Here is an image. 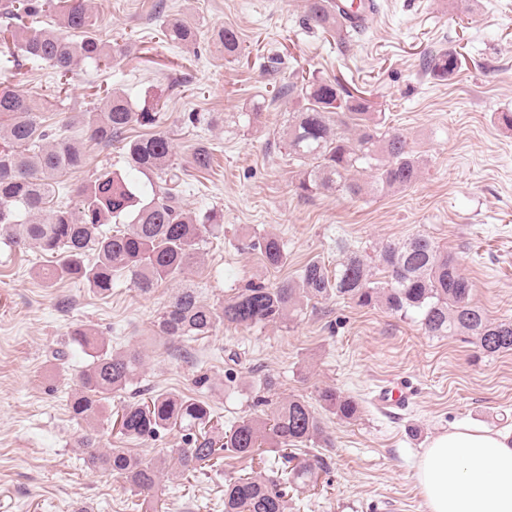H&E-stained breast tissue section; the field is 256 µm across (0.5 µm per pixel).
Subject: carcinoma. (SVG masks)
<instances>
[{
  "label": "carcinoma",
  "mask_w": 512,
  "mask_h": 512,
  "mask_svg": "<svg viewBox=\"0 0 512 512\" xmlns=\"http://www.w3.org/2000/svg\"><path fill=\"white\" fill-rule=\"evenodd\" d=\"M165 8L164 0H158L163 39L177 46L196 41V29L165 13ZM305 13L310 24L342 44L363 33L336 14L331 0H305ZM52 14L63 16L67 33L41 27ZM95 25L85 0H7L0 5V35L10 36L24 59L48 64L56 76L37 100L0 84V233L51 257V264L41 272L46 287L59 281L79 282L106 297L113 279L127 276L133 288L146 296L165 282L178 281L180 288L155 321L156 334L173 341L206 337L220 324L245 329L287 325L309 302L336 297L358 307L382 306L404 317L413 311L426 334L462 336L473 345L477 358L512 351V320H491L472 301V283L461 273L455 256L423 234L381 245L376 264L343 245L334 271L320 260H311L294 279L270 285L249 282L219 305L202 302L196 289L184 282V274L197 262L205 235L220 232L224 214L215 209L188 213L167 187L174 152L169 134L158 129L166 100L155 95L138 109L119 89L106 88L94 109L69 112L59 125L43 121L47 98L62 92L61 79L78 65L96 71L109 68L113 55L95 34ZM211 40L222 56L242 53V42L232 27L213 30ZM423 68L437 81L451 80L461 68L459 53L430 54ZM278 94L298 104L288 113L284 130L288 155L306 166L294 185L297 196L341 191L359 197L368 186L359 175L367 170L377 190L405 188L418 180L421 163L407 136L385 126L383 116L371 111L367 99L315 75L301 76ZM259 115L255 108L227 116L218 112L209 118L190 112L185 121L237 126L243 121L250 127ZM136 124L157 131L127 136ZM116 142L123 144L126 172H101L74 190V205L62 202V176L85 167L88 148ZM105 224L124 228L105 232ZM250 247L272 268L288 263L285 245L275 235L260 237ZM69 336V344L88 356L79 388L69 402L70 413L89 421L103 413L106 400L138 382L146 355L136 347L110 351L87 328H74ZM317 400L342 421H352L360 413L357 400L331 388L319 389ZM213 419V409L193 396L150 392L141 398L135 392L121 402L116 422L127 439L154 437L161 430L195 436L194 447L171 450L172 465L186 476L222 452L247 458L266 447L293 463L288 480L296 487L316 485L319 458L298 460L288 454V448L323 434L322 421L308 401L288 398L275 407L271 418H244L220 441L210 433ZM75 447L85 451L88 465L121 475L135 498L133 508L162 512L157 491L161 478L171 474L167 458L103 448L93 430L78 437ZM224 512H285L284 496L278 484L260 473L231 477L224 483Z\"/></svg>",
  "instance_id": "1"
}]
</instances>
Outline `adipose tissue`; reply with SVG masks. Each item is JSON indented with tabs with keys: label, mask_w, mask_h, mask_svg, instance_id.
I'll return each instance as SVG.
<instances>
[{
	"label": "adipose tissue",
	"mask_w": 512,
	"mask_h": 512,
	"mask_svg": "<svg viewBox=\"0 0 512 512\" xmlns=\"http://www.w3.org/2000/svg\"><path fill=\"white\" fill-rule=\"evenodd\" d=\"M416 478L429 512H512V434L458 425L429 443Z\"/></svg>",
	"instance_id": "adipose-tissue-1"
}]
</instances>
